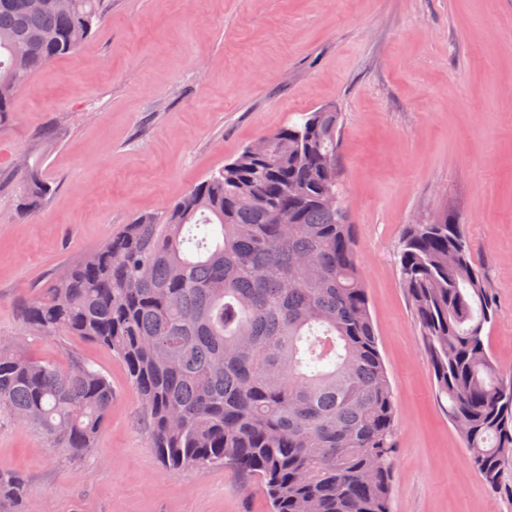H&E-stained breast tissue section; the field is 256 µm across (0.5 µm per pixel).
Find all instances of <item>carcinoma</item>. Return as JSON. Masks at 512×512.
I'll list each match as a JSON object with an SVG mask.
<instances>
[{
  "label": "carcinoma",
  "instance_id": "obj_1",
  "mask_svg": "<svg viewBox=\"0 0 512 512\" xmlns=\"http://www.w3.org/2000/svg\"><path fill=\"white\" fill-rule=\"evenodd\" d=\"M102 19V0H0V119L19 85L75 54ZM342 124L340 112L304 113L25 301L23 338L0 349V414L55 448H92L112 386L92 364L37 358L27 342L80 336L126 366L166 471L235 466L261 479L273 512H390L397 409L340 191ZM23 181L30 212L51 187L34 164ZM397 266L436 400L483 485L502 489L512 377L485 336L496 306L464 225H406ZM28 491L0 470V512H20Z\"/></svg>",
  "mask_w": 512,
  "mask_h": 512
}]
</instances>
